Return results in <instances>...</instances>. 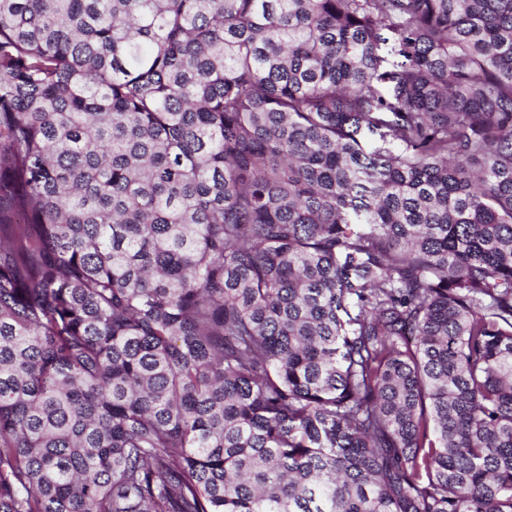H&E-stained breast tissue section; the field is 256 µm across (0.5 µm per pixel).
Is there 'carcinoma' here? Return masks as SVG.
<instances>
[{
	"mask_svg": "<svg viewBox=\"0 0 512 512\" xmlns=\"http://www.w3.org/2000/svg\"><path fill=\"white\" fill-rule=\"evenodd\" d=\"M0 512H512V0H0Z\"/></svg>",
	"mask_w": 512,
	"mask_h": 512,
	"instance_id": "carcinoma-1",
	"label": "carcinoma"
}]
</instances>
